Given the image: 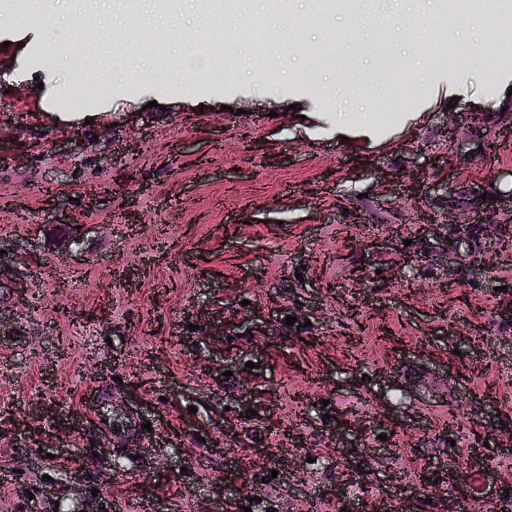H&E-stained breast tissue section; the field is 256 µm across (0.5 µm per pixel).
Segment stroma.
Instances as JSON below:
<instances>
[{
  "label": "stroma",
  "instance_id": "1",
  "mask_svg": "<svg viewBox=\"0 0 512 512\" xmlns=\"http://www.w3.org/2000/svg\"><path fill=\"white\" fill-rule=\"evenodd\" d=\"M14 2L0 470L20 481L0 512H384L389 485L415 488L410 512H484L512 490V68L486 80L464 59L501 16L290 0L260 57L263 0H30L28 47ZM217 28L223 54H198ZM75 39L84 61L57 52ZM390 56L414 71L400 93ZM365 89L386 113L361 119ZM474 183L497 215L475 216ZM103 388L113 423H147L136 440L98 430Z\"/></svg>",
  "mask_w": 512,
  "mask_h": 512
}]
</instances>
